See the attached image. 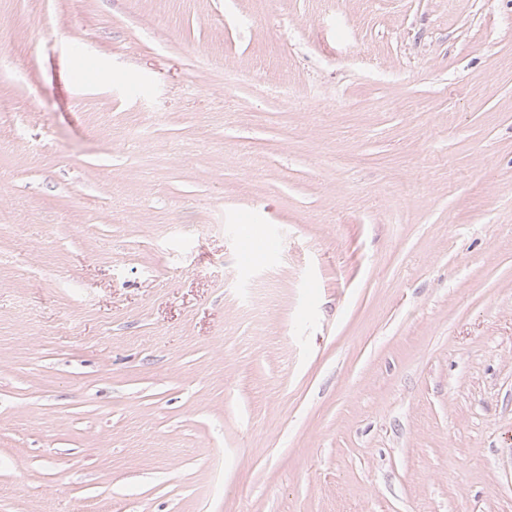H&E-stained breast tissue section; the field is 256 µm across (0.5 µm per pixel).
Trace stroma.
I'll use <instances>...</instances> for the list:
<instances>
[{"label": "stroma", "instance_id": "35a3bbf8", "mask_svg": "<svg viewBox=\"0 0 512 512\" xmlns=\"http://www.w3.org/2000/svg\"><path fill=\"white\" fill-rule=\"evenodd\" d=\"M0 103V512H512V0H0Z\"/></svg>", "mask_w": 512, "mask_h": 512}]
</instances>
